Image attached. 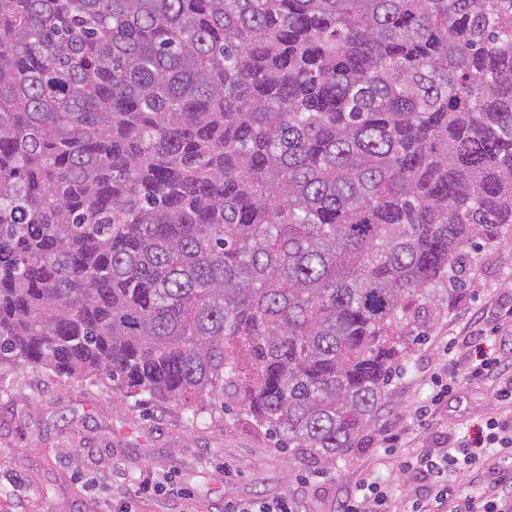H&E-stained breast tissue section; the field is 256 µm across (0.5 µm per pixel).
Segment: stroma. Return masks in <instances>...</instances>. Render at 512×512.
<instances>
[{"label": "stroma", "instance_id": "1", "mask_svg": "<svg viewBox=\"0 0 512 512\" xmlns=\"http://www.w3.org/2000/svg\"><path fill=\"white\" fill-rule=\"evenodd\" d=\"M512 244L487 242L459 289L417 297L401 333L403 357L385 399L334 462L282 447L245 411L198 415L174 403L125 397L50 372L0 370V512H224L227 502L282 499L295 512H336L369 474L408 499L419 479L401 472L384 447L387 431L408 449L456 447L476 426L507 414L488 379L467 380L468 350L448 340L502 327L491 355L512 356ZM459 380L438 397L449 373ZM429 415L417 422L414 412Z\"/></svg>", "mask_w": 512, "mask_h": 512}]
</instances>
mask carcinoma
<instances>
[{"label": "carcinoma", "instance_id": "cac0c4a2", "mask_svg": "<svg viewBox=\"0 0 512 512\" xmlns=\"http://www.w3.org/2000/svg\"><path fill=\"white\" fill-rule=\"evenodd\" d=\"M477 236L512 242V0H0V366L330 463Z\"/></svg>", "mask_w": 512, "mask_h": 512}]
</instances>
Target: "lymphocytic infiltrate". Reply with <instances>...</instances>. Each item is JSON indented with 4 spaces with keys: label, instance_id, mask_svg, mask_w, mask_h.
<instances>
[{
    "label": "lymphocytic infiltrate",
    "instance_id": "lymphocytic-infiltrate-1",
    "mask_svg": "<svg viewBox=\"0 0 512 512\" xmlns=\"http://www.w3.org/2000/svg\"><path fill=\"white\" fill-rule=\"evenodd\" d=\"M512 461V418L488 419L473 438L439 453L431 449L401 453L400 470L420 477L424 492L407 502L393 499L376 477L361 480L355 491L341 500L337 512H512V475L482 483L480 495L462 493L453 483L455 470H470L473 481H481L488 449Z\"/></svg>",
    "mask_w": 512,
    "mask_h": 512
}]
</instances>
